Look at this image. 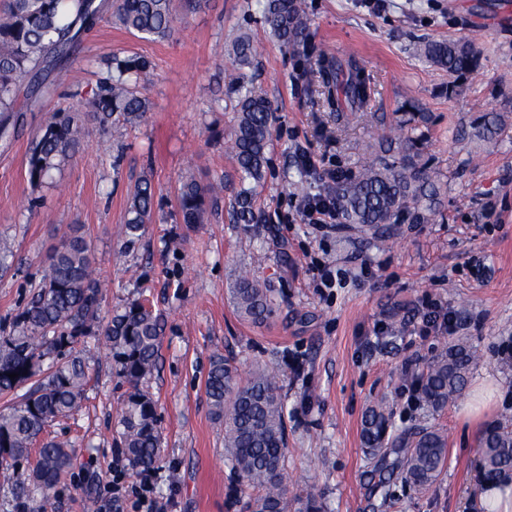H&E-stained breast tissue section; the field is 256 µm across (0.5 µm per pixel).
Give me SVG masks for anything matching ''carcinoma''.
I'll use <instances>...</instances> for the list:
<instances>
[{
    "instance_id": "obj_1",
    "label": "carcinoma",
    "mask_w": 512,
    "mask_h": 512,
    "mask_svg": "<svg viewBox=\"0 0 512 512\" xmlns=\"http://www.w3.org/2000/svg\"><path fill=\"white\" fill-rule=\"evenodd\" d=\"M126 30L163 39L174 30L175 0H7L0 12V136L8 138L24 112H40L52 89L47 77L76 51L83 37L108 16ZM263 18L270 32L285 46L305 42L307 27L302 0H265ZM416 55L451 75L476 70L479 53L471 41L428 40ZM258 55L247 35L232 44L228 85L235 95L236 125L228 146L244 187L235 198L236 224H255L256 188L268 163L272 109L269 101L244 83L236 71ZM149 67L139 57H112L103 76L82 108L51 113L28 152L27 176L33 187L55 186L54 174L79 151L85 116L102 127L118 123L136 125L148 104L132 87ZM317 81L328 89L334 111H356L370 98L368 77L354 59L341 60L322 53L317 59ZM501 117L488 115L473 125L474 136L493 138ZM419 139L411 134L400 141L401 154L389 162L377 157L358 175L336 176L330 187L346 224L361 230L383 229L389 224L425 220L432 210L437 181L419 162ZM223 190L220 183L204 186L192 174L181 178L177 204L183 223L203 222L208 197ZM155 189L148 178L130 196L125 224L126 245L142 237L152 221ZM104 283L93 266L91 247L82 226L54 248L48 269L34 287L9 330L0 332V395L16 401L0 413V481L14 487L19 497L53 488L67 472L72 454L67 444L41 439L47 428L82 407L88 367L74 354L75 346L102 336L117 375L129 386L122 401L116 435L134 469L155 466L160 458L157 403L143 384L157 368L166 322L164 315L142 300H132L103 322ZM230 300L244 321L261 324L276 311L275 294L264 281L247 273L234 279ZM475 352L455 341L412 378L420 401L435 412L448 407L464 390L476 365ZM18 377L11 379L9 374ZM212 418L224 426V466L232 477L229 491L246 497L245 512H325L312 488L290 493L286 453L288 426L283 385L278 373L256 366L241 372L230 358L215 355L205 380ZM362 438L376 459L377 487L389 478L419 492L438 480L448 460L445 433L424 424L410 434L392 433L390 414L382 405L370 407L363 418ZM34 467L20 472V460L29 459L34 445ZM481 469L486 480L500 484L512 479V423L493 421L480 435Z\"/></svg>"
}]
</instances>
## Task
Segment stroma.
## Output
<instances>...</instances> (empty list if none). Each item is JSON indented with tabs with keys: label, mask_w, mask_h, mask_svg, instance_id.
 <instances>
[{
	"label": "stroma",
	"mask_w": 512,
	"mask_h": 512,
	"mask_svg": "<svg viewBox=\"0 0 512 512\" xmlns=\"http://www.w3.org/2000/svg\"><path fill=\"white\" fill-rule=\"evenodd\" d=\"M308 37L284 46L263 21L258 0H177V28L167 38L103 23L73 60L53 74L56 92L41 112L24 113L9 148H0V240L15 265L0 276V328L9 326L47 268L56 246L82 225L108 281L103 308L144 296L166 316L157 371L161 461L152 509L129 498L124 512H242L231 505L224 467V429L209 411L205 379L213 355L242 370L274 367L286 393L288 474L311 487L327 512H374L379 498L362 420L384 404L395 428L422 419L448 437V461L437 482L418 492L392 481L383 512H483L478 440L486 423L512 418V0H304ZM260 47L247 75L274 110L268 165L256 224H237L232 206L239 173L224 150L235 124L224 75L240 34ZM430 39L471 40L476 71L456 77L413 53ZM352 57L373 89L368 108L337 122L313 72L320 52ZM114 56H141L151 67L139 90L148 101L135 127L90 124L80 151L54 187L32 188L26 154L50 113L95 88ZM429 113L419 143L438 172L441 201L428 220L378 232L329 231L298 216L302 198L321 189L325 169L355 175L399 134ZM503 119L495 139L460 137L484 114ZM316 162L299 179L302 156ZM194 172L224 191L204 223L183 224L176 195ZM155 190V215L126 248L128 200L141 178ZM329 264L341 286L313 285L316 263ZM273 288L279 309L266 324L241 320L228 288L240 269ZM455 314L449 331L418 333L421 303ZM467 342L478 360L468 383L488 380L494 402L481 418L460 416V402L428 414L410 401L408 371H421L451 342ZM90 367L83 408L50 434L68 443L73 464L46 491L47 512H99L105 487L137 480L115 441L127 383L104 340L76 347Z\"/></svg>",
	"instance_id": "1"
}]
</instances>
